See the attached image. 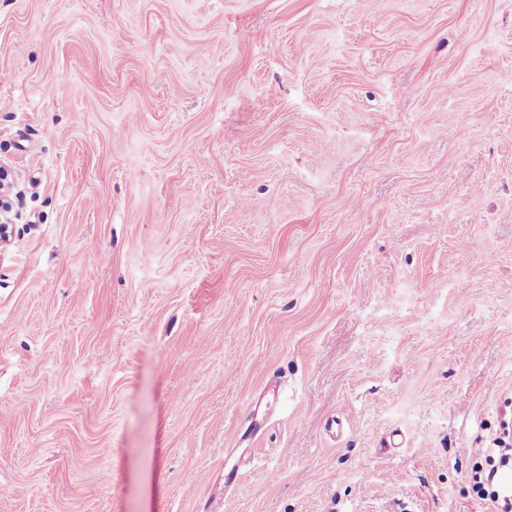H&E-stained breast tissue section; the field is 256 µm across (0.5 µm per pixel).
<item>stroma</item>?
Wrapping results in <instances>:
<instances>
[{"label": "stroma", "instance_id": "1", "mask_svg": "<svg viewBox=\"0 0 512 512\" xmlns=\"http://www.w3.org/2000/svg\"><path fill=\"white\" fill-rule=\"evenodd\" d=\"M0 512H484L512 421V0H0ZM9 178V170L0 165V245H4L8 242L10 236V226H12L9 213L11 210V204L9 195L11 188H7V181ZM7 202V203H5ZM4 218V221H3ZM473 456L485 462L475 472V486L479 488L487 512L512 511V485L505 487L501 475L505 471L512 473V448H474Z\"/></svg>", "mask_w": 512, "mask_h": 512}]
</instances>
